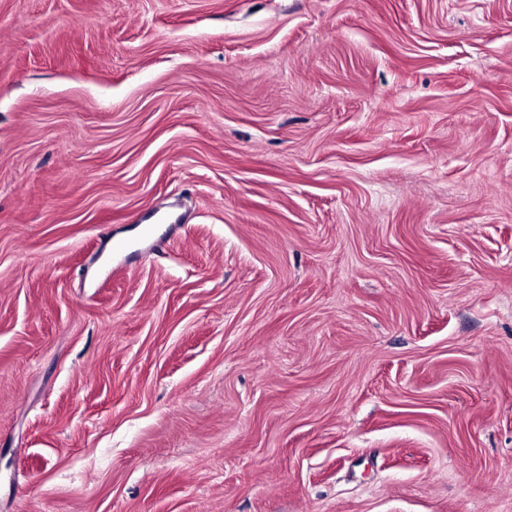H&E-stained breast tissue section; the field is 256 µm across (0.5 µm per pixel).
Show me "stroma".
<instances>
[{
	"mask_svg": "<svg viewBox=\"0 0 512 512\" xmlns=\"http://www.w3.org/2000/svg\"><path fill=\"white\" fill-rule=\"evenodd\" d=\"M0 512H512V0H0Z\"/></svg>",
	"mask_w": 512,
	"mask_h": 512,
	"instance_id": "1",
	"label": "stroma"
}]
</instances>
